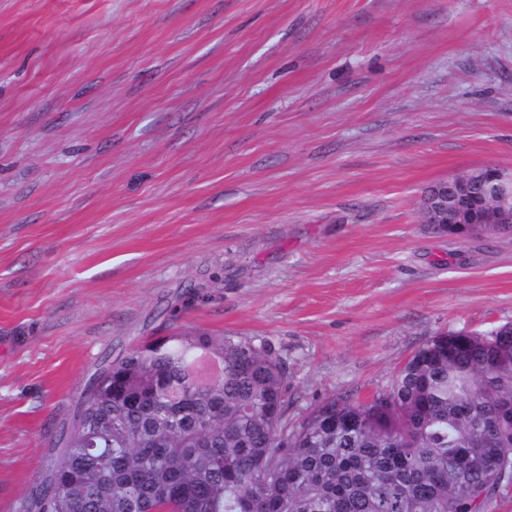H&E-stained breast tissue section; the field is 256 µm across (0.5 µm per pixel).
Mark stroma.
Here are the masks:
<instances>
[{
	"label": "stroma",
	"instance_id": "1",
	"mask_svg": "<svg viewBox=\"0 0 512 512\" xmlns=\"http://www.w3.org/2000/svg\"><path fill=\"white\" fill-rule=\"evenodd\" d=\"M484 165L512 166V0H0V512L170 315L267 339L292 424L512 323V234L420 221Z\"/></svg>",
	"mask_w": 512,
	"mask_h": 512
}]
</instances>
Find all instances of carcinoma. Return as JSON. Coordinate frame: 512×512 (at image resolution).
I'll return each instance as SVG.
<instances>
[{
  "instance_id": "carcinoma-1",
  "label": "carcinoma",
  "mask_w": 512,
  "mask_h": 512,
  "mask_svg": "<svg viewBox=\"0 0 512 512\" xmlns=\"http://www.w3.org/2000/svg\"><path fill=\"white\" fill-rule=\"evenodd\" d=\"M263 337L179 328L101 363L21 512H490L512 487V324L439 333L290 428Z\"/></svg>"
}]
</instances>
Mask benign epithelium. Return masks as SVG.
I'll return each mask as SVG.
<instances>
[{
	"label": "benign epithelium",
	"instance_id": "benign-epithelium-1",
	"mask_svg": "<svg viewBox=\"0 0 512 512\" xmlns=\"http://www.w3.org/2000/svg\"><path fill=\"white\" fill-rule=\"evenodd\" d=\"M422 222L455 224L479 236L500 224H512V167L487 165L443 182L421 199Z\"/></svg>",
	"mask_w": 512,
	"mask_h": 512
}]
</instances>
